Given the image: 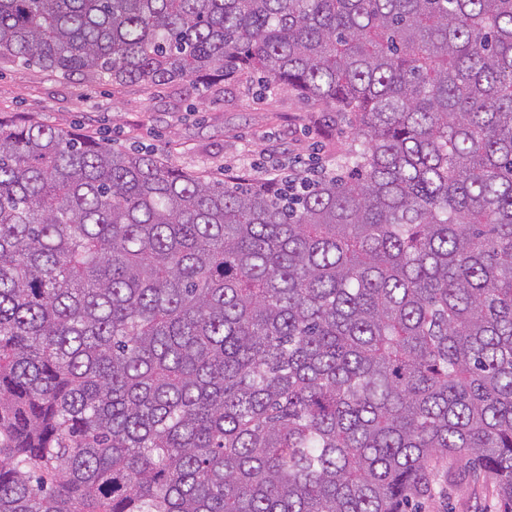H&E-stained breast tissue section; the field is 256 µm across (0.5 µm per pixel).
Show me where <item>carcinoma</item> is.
<instances>
[{
	"label": "carcinoma",
	"instance_id": "obj_1",
	"mask_svg": "<svg viewBox=\"0 0 512 512\" xmlns=\"http://www.w3.org/2000/svg\"><path fill=\"white\" fill-rule=\"evenodd\" d=\"M0 58L350 116L300 186L0 120V512L512 507V0H0ZM421 512H503L496 485L491 478H477L466 460L443 458L431 473L430 492L420 498Z\"/></svg>",
	"mask_w": 512,
	"mask_h": 512
}]
</instances>
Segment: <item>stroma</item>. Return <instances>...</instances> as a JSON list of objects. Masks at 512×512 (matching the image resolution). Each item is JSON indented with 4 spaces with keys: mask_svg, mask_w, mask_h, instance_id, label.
I'll list each match as a JSON object with an SVG mask.
<instances>
[{
    "mask_svg": "<svg viewBox=\"0 0 512 512\" xmlns=\"http://www.w3.org/2000/svg\"><path fill=\"white\" fill-rule=\"evenodd\" d=\"M0 118L90 135L112 147L162 153L179 169L258 176L332 166L354 145L347 118L275 85L184 80L159 89L61 77L0 60ZM420 512H504L492 479L438 460Z\"/></svg>",
    "mask_w": 512,
    "mask_h": 512,
    "instance_id": "1",
    "label": "stroma"
}]
</instances>
